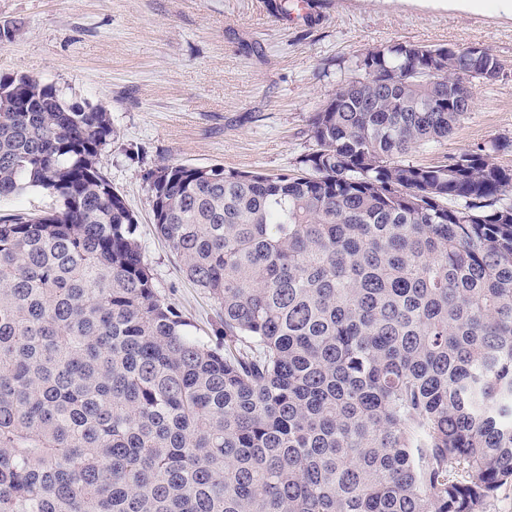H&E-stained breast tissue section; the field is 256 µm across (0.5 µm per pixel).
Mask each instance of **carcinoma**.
<instances>
[{
    "instance_id": "cac0c4a2",
    "label": "carcinoma",
    "mask_w": 512,
    "mask_h": 512,
    "mask_svg": "<svg viewBox=\"0 0 512 512\" xmlns=\"http://www.w3.org/2000/svg\"><path fill=\"white\" fill-rule=\"evenodd\" d=\"M356 67L301 172L147 173L216 344L157 294L109 109L0 76V199L56 200L0 217V512H488L512 484V141L410 159L501 63ZM54 198L43 190H28L17 197L0 200V215L17 212L40 213L54 207Z\"/></svg>"
}]
</instances>
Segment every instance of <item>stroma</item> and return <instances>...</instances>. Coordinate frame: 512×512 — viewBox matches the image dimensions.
<instances>
[{
  "instance_id": "1",
  "label": "stroma",
  "mask_w": 512,
  "mask_h": 512,
  "mask_svg": "<svg viewBox=\"0 0 512 512\" xmlns=\"http://www.w3.org/2000/svg\"><path fill=\"white\" fill-rule=\"evenodd\" d=\"M277 0H0V76L25 74L67 99L104 105L114 136L103 171L139 220L157 292L208 336L213 300L184 276L152 226L144 175L162 163L279 174L311 146L308 120L357 75L367 50L394 43L480 46L502 69L473 88V107L447 140L414 152L444 156L512 140V18L448 0H313L288 23Z\"/></svg>"
}]
</instances>
